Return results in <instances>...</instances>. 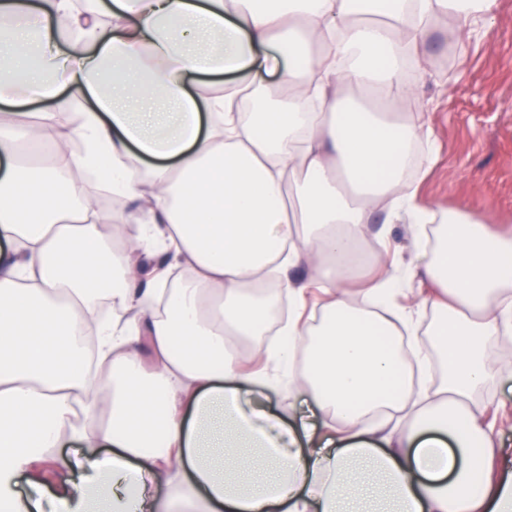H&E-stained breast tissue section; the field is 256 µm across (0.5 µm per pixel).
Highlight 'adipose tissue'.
Instances as JSON below:
<instances>
[{
  "instance_id": "adipose-tissue-1",
  "label": "adipose tissue",
  "mask_w": 512,
  "mask_h": 512,
  "mask_svg": "<svg viewBox=\"0 0 512 512\" xmlns=\"http://www.w3.org/2000/svg\"><path fill=\"white\" fill-rule=\"evenodd\" d=\"M495 0H112L110 23L74 0H0V501L64 436L117 449L119 464L71 495L77 512H147L153 487L186 484L203 512H512V456L477 395L512 333V225L420 204L404 182L429 163L432 132L399 106L415 93L442 20L472 33ZM82 31L73 48L61 19ZM201 73L243 82L205 93ZM278 74L264 111L243 100ZM86 101L82 125L34 99ZM11 113H3V106ZM97 145L66 158L62 145ZM151 161L149 174L140 163ZM105 162L112 192L147 221L115 250L110 216L73 171ZM69 193L72 204L61 202ZM414 223L418 263L350 300L364 230ZM158 244L182 272L141 287L134 253ZM310 266L325 294L307 313L288 272ZM429 285L410 306L412 277ZM113 284L122 316L99 330L112 373L75 372L77 339ZM287 301L276 349L272 302ZM435 321L419 335L414 316ZM247 342L263 370L225 358ZM282 388L293 425L262 406ZM108 412H101V402ZM381 414L374 430L367 416Z\"/></svg>"
}]
</instances>
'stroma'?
Returning <instances> with one entry per match:
<instances>
[{
    "label": "stroma",
    "mask_w": 512,
    "mask_h": 512,
    "mask_svg": "<svg viewBox=\"0 0 512 512\" xmlns=\"http://www.w3.org/2000/svg\"><path fill=\"white\" fill-rule=\"evenodd\" d=\"M441 24L426 46L428 81L418 83L406 112L432 130V159L417 179L421 202L438 209L483 215L489 224L512 225V0H496L484 28L448 39ZM384 208L366 226L367 252H389L400 267L414 266L413 227L384 223Z\"/></svg>",
    "instance_id": "stroma-1"
}]
</instances>
